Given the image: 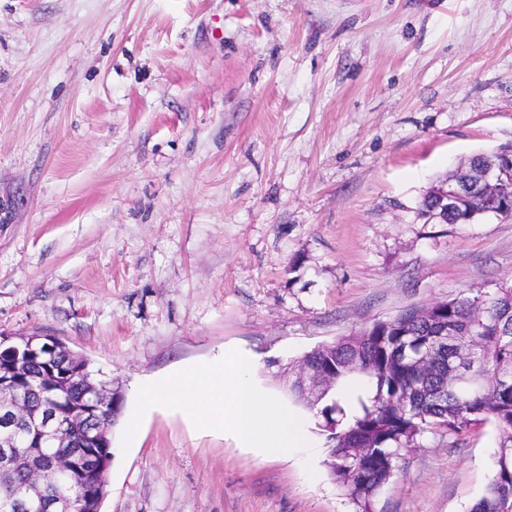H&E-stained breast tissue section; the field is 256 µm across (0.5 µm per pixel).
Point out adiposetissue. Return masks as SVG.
Returning a JSON list of instances; mask_svg holds the SVG:
<instances>
[{"mask_svg": "<svg viewBox=\"0 0 512 512\" xmlns=\"http://www.w3.org/2000/svg\"><path fill=\"white\" fill-rule=\"evenodd\" d=\"M253 367L227 354L147 386L141 397L149 404H179L201 427L229 430L246 447L281 453L299 447L301 426L275 400L254 391Z\"/></svg>", "mask_w": 512, "mask_h": 512, "instance_id": "1", "label": "adipose tissue"}]
</instances>
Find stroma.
I'll return each instance as SVG.
<instances>
[{
	"mask_svg": "<svg viewBox=\"0 0 512 512\" xmlns=\"http://www.w3.org/2000/svg\"><path fill=\"white\" fill-rule=\"evenodd\" d=\"M511 143L512 0H0V333L53 336L119 386L101 512H354L283 370L512 284V219L415 212ZM226 353L307 447L143 403ZM494 441L426 434L376 512H469Z\"/></svg>",
	"mask_w": 512,
	"mask_h": 512,
	"instance_id": "stroma-1",
	"label": "stroma"
}]
</instances>
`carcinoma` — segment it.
<instances>
[{"instance_id":"obj_1","label":"carcinoma","mask_w":512,"mask_h":512,"mask_svg":"<svg viewBox=\"0 0 512 512\" xmlns=\"http://www.w3.org/2000/svg\"><path fill=\"white\" fill-rule=\"evenodd\" d=\"M448 324V346L430 351L426 363H411L406 353L430 346L438 334L410 308L365 329V336H342L307 352L298 363L313 365L332 381L320 402L306 399L294 382L289 394L315 419L317 433L329 449L327 466L333 480L357 507L374 512L376 499L396 469L401 452L420 447L428 432L453 442L485 424L496 432L491 477L470 512H512V287L493 293L471 290L448 300L439 314ZM69 376L51 391L21 385L30 410L52 398L62 409L90 401L89 384L96 380L90 363L66 349L55 356ZM470 372L474 385H453L457 368ZM58 452L46 438L31 449L40 465ZM71 468L60 473L47 496L31 500L29 468L0 473V512H51L47 501L63 494L81 502V512H100L112 464V439H88V429L72 434Z\"/></svg>"}]
</instances>
